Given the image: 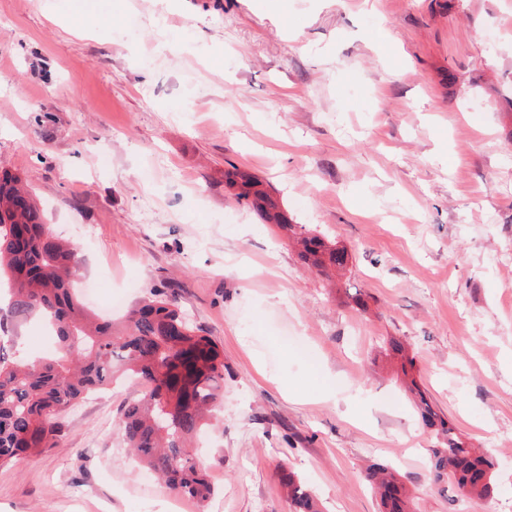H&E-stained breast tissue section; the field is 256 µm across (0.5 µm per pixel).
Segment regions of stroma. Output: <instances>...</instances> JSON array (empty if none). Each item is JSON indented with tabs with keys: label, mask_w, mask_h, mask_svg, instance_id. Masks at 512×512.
Here are the masks:
<instances>
[{
	"label": "stroma",
	"mask_w": 512,
	"mask_h": 512,
	"mask_svg": "<svg viewBox=\"0 0 512 512\" xmlns=\"http://www.w3.org/2000/svg\"><path fill=\"white\" fill-rule=\"evenodd\" d=\"M495 41H486L487 33ZM512 0H0V168L125 304L167 285L224 354V403L194 446L214 493L183 512H379L387 464L417 512H512ZM266 183L348 261L334 279L225 187ZM36 318L0 340L28 357ZM437 411L498 462L476 507L434 485ZM127 379L63 417L57 447L0 467V512H170L119 418ZM284 484L288 489L295 512H320L319 505L310 489L301 483L294 475L288 473L284 477Z\"/></svg>",
	"instance_id": "1"
}]
</instances>
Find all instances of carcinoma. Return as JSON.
<instances>
[{
	"mask_svg": "<svg viewBox=\"0 0 512 512\" xmlns=\"http://www.w3.org/2000/svg\"><path fill=\"white\" fill-rule=\"evenodd\" d=\"M224 183L256 208L264 220L290 231L293 225L257 177L224 172ZM302 257L321 271L342 266L347 255L315 234L296 238ZM82 259L76 245L58 239L42 223L22 178L0 172V277L11 288V313L41 316L57 343L54 357L32 364L0 345V467L21 453L53 448L62 437V415L87 392L117 374L139 380L137 397L120 417L126 443L167 487L200 502L212 494L207 475L188 442L222 405L224 355L158 289L131 309L121 325L93 319L74 292ZM436 443L427 466L437 483L449 481L457 496L478 504L494 493L493 457L478 451L441 417L416 383L409 386ZM382 512H413V499L394 472L367 473ZM295 512H320L310 489L284 477Z\"/></svg>",
	"mask_w": 512,
	"mask_h": 512,
	"instance_id": "1",
	"label": "carcinoma"
}]
</instances>
